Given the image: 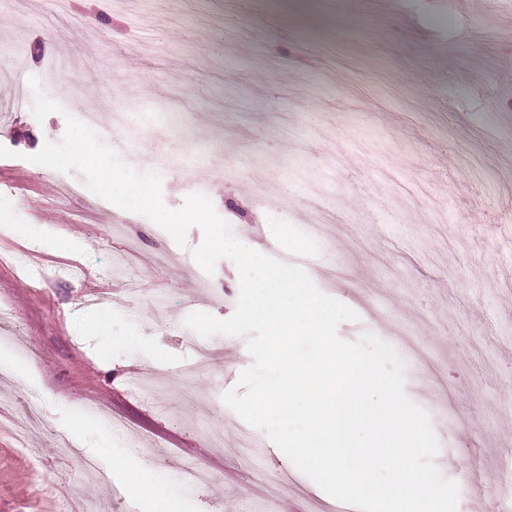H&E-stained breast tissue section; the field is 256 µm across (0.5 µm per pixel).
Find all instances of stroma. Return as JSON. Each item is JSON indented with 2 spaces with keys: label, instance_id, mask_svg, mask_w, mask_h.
<instances>
[{
  "label": "stroma",
  "instance_id": "35a3bbf8",
  "mask_svg": "<svg viewBox=\"0 0 512 512\" xmlns=\"http://www.w3.org/2000/svg\"><path fill=\"white\" fill-rule=\"evenodd\" d=\"M32 77L62 107L41 122ZM90 111L167 208L208 197L237 240L303 257L358 314L343 339L398 347L436 465L500 512L512 285L483 282L512 259L473 228L512 209V0H0V512H333L224 403L245 338L183 324L234 313L233 262L203 281L199 227L179 248L81 174L29 162Z\"/></svg>",
  "mask_w": 512,
  "mask_h": 512
}]
</instances>
